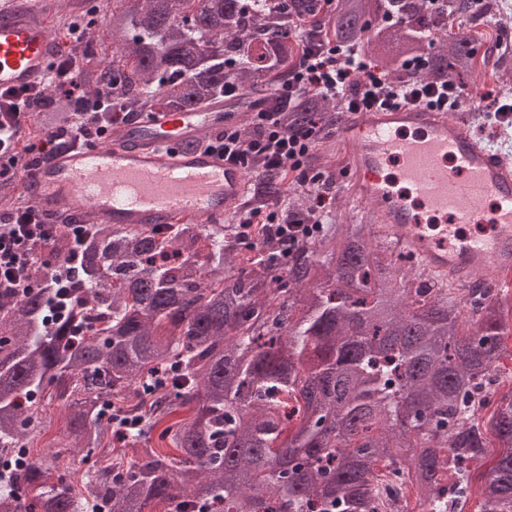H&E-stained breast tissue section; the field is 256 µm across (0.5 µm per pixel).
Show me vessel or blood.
<instances>
[{"instance_id":"obj_1","label":"vessel or blood","mask_w":512,"mask_h":512,"mask_svg":"<svg viewBox=\"0 0 512 512\" xmlns=\"http://www.w3.org/2000/svg\"><path fill=\"white\" fill-rule=\"evenodd\" d=\"M55 0H0V89L45 81L60 49L52 31ZM244 114L224 101L187 112H151L115 126L104 143L55 153L17 190L58 220L98 224H221L243 208L252 182L245 169L198 147V139ZM363 191L394 243L426 269L459 280L488 272L512 276V164L475 139L457 115L424 107L356 112L337 130ZM452 169H445V161ZM411 196L449 215V252L420 240L417 210L385 180L389 164ZM486 220L492 230L461 237L457 225Z\"/></svg>"}]
</instances>
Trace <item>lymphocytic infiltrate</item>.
I'll return each mask as SVG.
<instances>
[{
  "label": "lymphocytic infiltrate",
  "mask_w": 512,
  "mask_h": 512,
  "mask_svg": "<svg viewBox=\"0 0 512 512\" xmlns=\"http://www.w3.org/2000/svg\"><path fill=\"white\" fill-rule=\"evenodd\" d=\"M65 29L68 48L50 63L43 86L0 89L1 178L12 180L33 171L62 148L93 145L104 139L112 124L132 118L131 113L123 111L117 88L107 86L87 94L81 77L90 66V57L81 52L80 46L87 38L88 27L73 20L66 23ZM294 32L307 49L289 70L287 81L273 91L272 106L253 113L252 134L228 126L223 134L206 143L208 150L240 165L260 183L278 186L264 203L238 213V241L247 248H257L264 233L280 245L294 246L298 239L311 237L330 219L334 183L311 164L329 131L317 114L303 127L285 125L279 112L282 104L311 94L338 103L350 112L400 106L456 112L469 107L483 112L491 122L505 111H512V99L489 92L476 96L448 80L391 82L363 47L333 44L323 38L320 30L301 25L295 26ZM54 95L73 103L72 124L46 132L29 147H20L25 122L44 111ZM301 191L310 195V205L301 213L290 211L291 193ZM91 234V225L54 224L27 204L13 209L0 218V295L13 297L36 288L32 270L38 265H54L53 244L58 236H67L72 251L77 253Z\"/></svg>",
  "instance_id": "f902f5d3"
}]
</instances>
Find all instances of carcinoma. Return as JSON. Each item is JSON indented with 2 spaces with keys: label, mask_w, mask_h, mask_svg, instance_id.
Returning a JSON list of instances; mask_svg holds the SVG:
<instances>
[{
  "label": "carcinoma",
  "mask_w": 512,
  "mask_h": 512,
  "mask_svg": "<svg viewBox=\"0 0 512 512\" xmlns=\"http://www.w3.org/2000/svg\"><path fill=\"white\" fill-rule=\"evenodd\" d=\"M134 0L113 8L108 40L88 37L100 57L82 76L93 93L115 85L127 111L195 110L233 85L250 106L302 57L296 24L355 43L393 80L399 60L432 50L424 79L465 84L477 58L474 36L453 32L469 0L437 13L402 0L407 23L380 26L382 0H337L328 17L316 0ZM235 63L228 70L226 63ZM39 118L51 130L70 104ZM343 114L308 95L285 118L306 124ZM128 229L97 224L73 264L85 284L54 316L44 282L0 301V465L11 466L19 498L0 493V512H448L473 466L491 467L476 486L480 512H512V390L493 400L495 370L512 331V298L487 303L483 288L435 283L425 269L399 276L397 261L365 224H325L281 269V246L262 241L243 259L231 224ZM52 388L66 410L72 447L98 454L82 488L59 475L60 454L35 459L40 409ZM141 427L115 447L106 405ZM192 420L143 443L178 408Z\"/></svg>",
  "instance_id": "obj_1"
}]
</instances>
